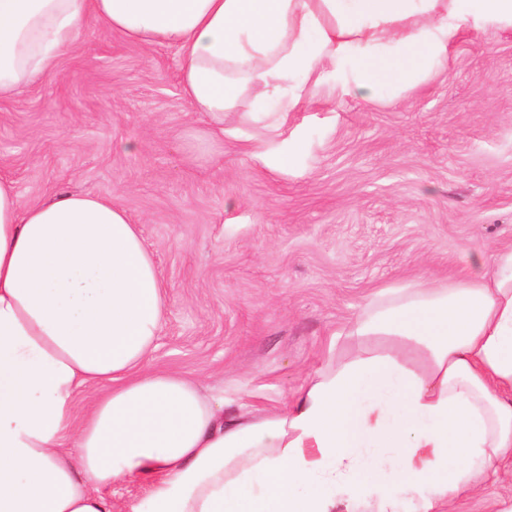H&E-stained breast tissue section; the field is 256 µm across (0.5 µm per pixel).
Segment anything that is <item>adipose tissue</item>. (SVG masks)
I'll list each match as a JSON object with an SVG mask.
<instances>
[{
  "instance_id": "obj_1",
  "label": "adipose tissue",
  "mask_w": 512,
  "mask_h": 512,
  "mask_svg": "<svg viewBox=\"0 0 512 512\" xmlns=\"http://www.w3.org/2000/svg\"><path fill=\"white\" fill-rule=\"evenodd\" d=\"M91 19L176 47L193 111L250 88L285 114L327 82L413 88L465 31L512 27V0H0V96L52 73ZM166 309L110 198L27 203L0 177V512H116L125 478L145 485L126 512H398L404 495L446 512L512 461V247L375 292L340 333L360 352L275 409L149 371Z\"/></svg>"
}]
</instances>
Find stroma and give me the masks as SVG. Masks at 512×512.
I'll return each mask as SVG.
<instances>
[{"label":"stroma","instance_id":"stroma-1","mask_svg":"<svg viewBox=\"0 0 512 512\" xmlns=\"http://www.w3.org/2000/svg\"><path fill=\"white\" fill-rule=\"evenodd\" d=\"M181 65L94 22L0 99V176L23 201L82 192L137 222L167 296L150 370L276 406L350 353L333 335L376 290L512 245V28L465 32L399 97L325 85L284 119L251 90L192 111ZM452 512H512V474Z\"/></svg>","mask_w":512,"mask_h":512}]
</instances>
